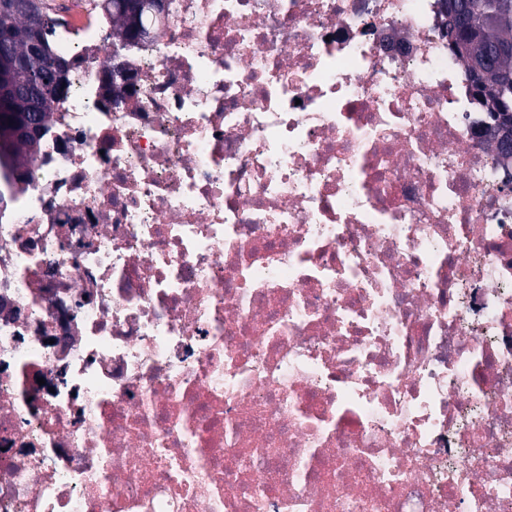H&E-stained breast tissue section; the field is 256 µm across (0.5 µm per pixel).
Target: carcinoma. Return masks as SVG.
<instances>
[{
    "instance_id": "obj_1",
    "label": "carcinoma",
    "mask_w": 512,
    "mask_h": 512,
    "mask_svg": "<svg viewBox=\"0 0 512 512\" xmlns=\"http://www.w3.org/2000/svg\"><path fill=\"white\" fill-rule=\"evenodd\" d=\"M115 0H100L101 9L122 23V36L127 38L131 31L125 12L113 8ZM34 12L43 19V24L35 29L31 24L30 13H18L0 9V44L24 61L14 76L21 93L17 110L31 109L48 118L55 103L63 100L68 91L70 64L54 52L51 35L58 20L51 16L47 0H28ZM512 42V22L505 26L486 28L482 43L492 46L500 42ZM39 136L28 140H15L8 132V126L0 124V167H14L22 153H31L38 144Z\"/></svg>"
}]
</instances>
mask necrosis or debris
Listing matches in <instances>:
<instances>
[{
	"instance_id": "necrosis-or-debris-1",
	"label": "necrosis or debris",
	"mask_w": 512,
	"mask_h": 512,
	"mask_svg": "<svg viewBox=\"0 0 512 512\" xmlns=\"http://www.w3.org/2000/svg\"><path fill=\"white\" fill-rule=\"evenodd\" d=\"M166 2L56 29L0 178V512H512V161L444 0Z\"/></svg>"
}]
</instances>
